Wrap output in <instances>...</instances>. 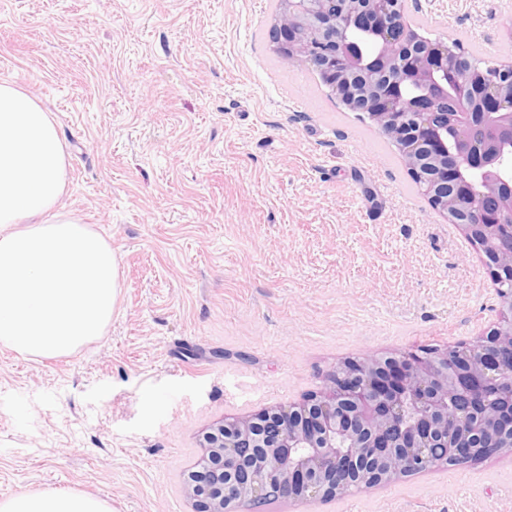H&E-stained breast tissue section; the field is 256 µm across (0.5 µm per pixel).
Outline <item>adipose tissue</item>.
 <instances>
[{
    "mask_svg": "<svg viewBox=\"0 0 512 512\" xmlns=\"http://www.w3.org/2000/svg\"><path fill=\"white\" fill-rule=\"evenodd\" d=\"M67 159L40 104L0 83V347L68 356L104 336L121 288L108 237L59 208ZM0 512H111L81 491L0 499Z\"/></svg>",
    "mask_w": 512,
    "mask_h": 512,
    "instance_id": "obj_1",
    "label": "adipose tissue"
}]
</instances>
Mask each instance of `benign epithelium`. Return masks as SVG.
Returning <instances> with one entry per match:
<instances>
[{"label":"benign epithelium","mask_w":512,"mask_h":512,"mask_svg":"<svg viewBox=\"0 0 512 512\" xmlns=\"http://www.w3.org/2000/svg\"><path fill=\"white\" fill-rule=\"evenodd\" d=\"M272 40L397 146L481 255L496 321L427 355L348 358L297 402L213 424L185 482L193 512H251L273 492L326 500L512 452V61L483 69L425 37L404 0H279Z\"/></svg>","instance_id":"obj_1"}]
</instances>
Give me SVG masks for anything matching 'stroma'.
I'll list each match as a JSON object with an SVG mask.
<instances>
[{
    "instance_id": "1",
    "label": "stroma",
    "mask_w": 512,
    "mask_h": 512,
    "mask_svg": "<svg viewBox=\"0 0 512 512\" xmlns=\"http://www.w3.org/2000/svg\"><path fill=\"white\" fill-rule=\"evenodd\" d=\"M277 0H0V81L67 155L65 210L107 236L105 336L0 348V496L76 489L192 512L224 416L301 399L348 357L472 340L496 288L397 148L273 50ZM425 36L495 66L512 0H407ZM258 512H512V454Z\"/></svg>"
}]
</instances>
